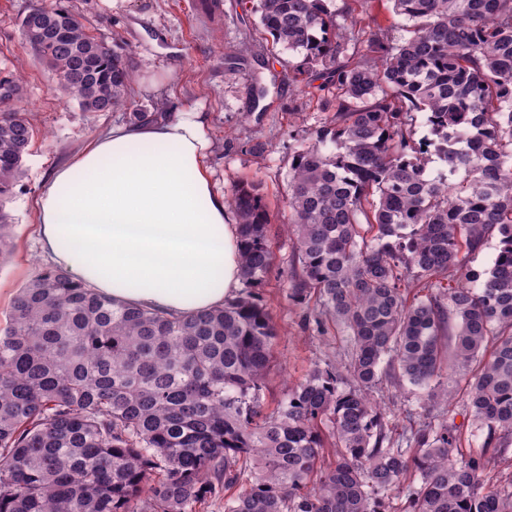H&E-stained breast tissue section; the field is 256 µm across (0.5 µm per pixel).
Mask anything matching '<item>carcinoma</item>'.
<instances>
[{
    "label": "carcinoma",
    "mask_w": 512,
    "mask_h": 512,
    "mask_svg": "<svg viewBox=\"0 0 512 512\" xmlns=\"http://www.w3.org/2000/svg\"><path fill=\"white\" fill-rule=\"evenodd\" d=\"M372 2L252 6L297 58L289 81L318 75L330 94L290 165L286 288L303 329L348 336L345 367L329 355L267 404L279 330L256 289L275 253L261 183L242 181L245 289L222 307L116 305L61 268L17 291L0 325V512H390L394 495L401 512H512V0H391L397 41ZM22 34L84 110L126 103V59L68 9H31ZM20 93L0 73V263L36 135ZM384 381L436 412L374 400ZM458 399L479 449L445 417Z\"/></svg>",
    "instance_id": "carcinoma-1"
}]
</instances>
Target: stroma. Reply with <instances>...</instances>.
Segmentation results:
<instances>
[{
  "mask_svg": "<svg viewBox=\"0 0 512 512\" xmlns=\"http://www.w3.org/2000/svg\"><path fill=\"white\" fill-rule=\"evenodd\" d=\"M222 12L205 18L200 0H0V71L23 75L20 111L30 113L39 133L24 158L25 174L7 205L15 223L13 256L0 263V312L16 290L39 269L49 267L36 234L35 201L51 169L107 133L113 125L131 124L139 112L166 108L201 112L211 141L207 159L214 185L231 192L240 181L261 183L275 221L288 217L282 198L298 140L310 139L328 113L309 89L289 84L292 56L271 48L250 0H222ZM61 5L84 24L88 33L122 53L133 72L127 104L112 112H87L63 94L56 76L34 58L21 34V21L36 6ZM245 42L264 45L259 56L232 58ZM266 88L256 99L254 76ZM250 139L268 142L264 157L246 154ZM292 243L273 240L274 266L262 288L281 330L276 365L269 376L268 403H275L285 384L302 380L325 355L343 356L347 339L320 336L301 327V312L288 299L286 281Z\"/></svg>",
  "mask_w": 512,
  "mask_h": 512,
  "instance_id": "1",
  "label": "stroma"
}]
</instances>
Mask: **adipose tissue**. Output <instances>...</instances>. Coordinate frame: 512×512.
Here are the masks:
<instances>
[{"instance_id":"1","label":"adipose tissue","mask_w":512,"mask_h":512,"mask_svg":"<svg viewBox=\"0 0 512 512\" xmlns=\"http://www.w3.org/2000/svg\"><path fill=\"white\" fill-rule=\"evenodd\" d=\"M193 115L117 125L56 168L36 201L43 253L113 301L186 315L241 285L237 227Z\"/></svg>"}]
</instances>
